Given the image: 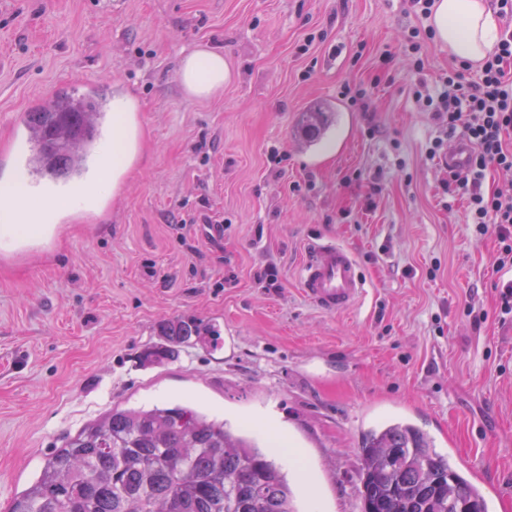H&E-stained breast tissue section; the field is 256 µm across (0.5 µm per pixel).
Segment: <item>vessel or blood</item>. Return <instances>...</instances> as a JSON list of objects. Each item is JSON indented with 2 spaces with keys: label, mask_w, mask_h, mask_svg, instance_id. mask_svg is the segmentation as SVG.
I'll return each instance as SVG.
<instances>
[{
  "label": "vessel or blood",
  "mask_w": 512,
  "mask_h": 512,
  "mask_svg": "<svg viewBox=\"0 0 512 512\" xmlns=\"http://www.w3.org/2000/svg\"><path fill=\"white\" fill-rule=\"evenodd\" d=\"M469 151V143L458 139L455 147L441 158L440 164L451 171L466 170ZM23 165L28 175L26 196L19 200L11 197L1 199V209L22 211L33 196L44 201L64 196L70 202L82 203L98 195L102 187L99 174L112 165L111 143L108 137L98 138L86 167L65 181L44 175L43 170L49 165L47 159L30 155L24 159ZM299 285L306 299L330 315L352 309L362 301L366 292L357 256L327 237L313 244L302 266Z\"/></svg>",
  "instance_id": "vessel-or-blood-1"
}]
</instances>
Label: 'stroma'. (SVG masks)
Instances as JSON below:
<instances>
[{"mask_svg": "<svg viewBox=\"0 0 512 512\" xmlns=\"http://www.w3.org/2000/svg\"><path fill=\"white\" fill-rule=\"evenodd\" d=\"M429 25L408 0H0V171L35 100L122 83L141 105L114 195L0 254V512L112 406L177 403L292 449L298 512H359L361 436L397 416L477 480L488 512H512V322L495 239L429 155L453 143L427 101L456 62L434 38L411 50ZM201 46L232 72L208 99L177 75ZM317 105L332 117L308 146L298 126ZM326 235L367 280L338 316L298 282ZM177 316L219 324L234 351L140 366Z\"/></svg>", "mask_w": 512, "mask_h": 512, "instance_id": "35a3bbf8", "label": "stroma"}]
</instances>
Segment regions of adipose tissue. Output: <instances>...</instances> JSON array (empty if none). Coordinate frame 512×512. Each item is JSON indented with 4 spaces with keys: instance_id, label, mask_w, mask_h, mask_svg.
<instances>
[{
    "instance_id": "1",
    "label": "adipose tissue",
    "mask_w": 512,
    "mask_h": 512,
    "mask_svg": "<svg viewBox=\"0 0 512 512\" xmlns=\"http://www.w3.org/2000/svg\"><path fill=\"white\" fill-rule=\"evenodd\" d=\"M430 23L437 39L456 57L481 62L497 43L499 29L485 0H435ZM185 92L207 98L221 90L231 78L222 53L197 49L185 55L178 71ZM138 102L112 96V181L120 183L137 153Z\"/></svg>"
}]
</instances>
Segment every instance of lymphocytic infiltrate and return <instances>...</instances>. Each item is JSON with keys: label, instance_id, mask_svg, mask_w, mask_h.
Segmentation results:
<instances>
[{"label": "lymphocytic infiltrate", "instance_id": "lymphocytic-infiltrate-1", "mask_svg": "<svg viewBox=\"0 0 512 512\" xmlns=\"http://www.w3.org/2000/svg\"><path fill=\"white\" fill-rule=\"evenodd\" d=\"M505 24L494 49L480 64L477 79L465 78L468 61L448 72L447 86L433 108L448 132L464 128L472 147L466 175L448 178L449 190L469 195L467 221L477 235L495 234L496 271H512V189L483 190L487 170L512 172V147L504 135L512 131V0H493Z\"/></svg>", "mask_w": 512, "mask_h": 512}]
</instances>
